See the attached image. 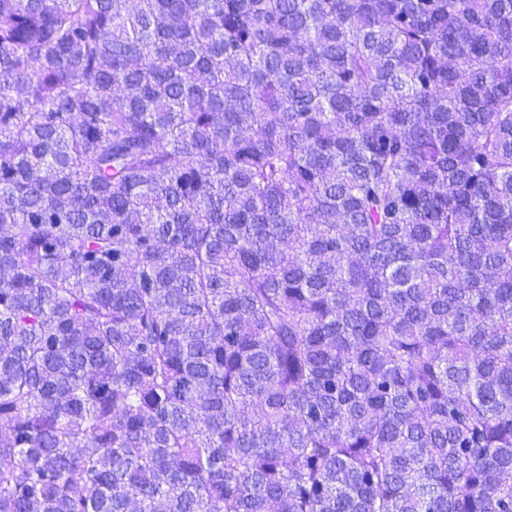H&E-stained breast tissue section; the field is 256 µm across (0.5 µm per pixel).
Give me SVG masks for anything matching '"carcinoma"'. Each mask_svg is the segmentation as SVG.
Wrapping results in <instances>:
<instances>
[{
	"label": "carcinoma",
	"instance_id": "1",
	"mask_svg": "<svg viewBox=\"0 0 512 512\" xmlns=\"http://www.w3.org/2000/svg\"><path fill=\"white\" fill-rule=\"evenodd\" d=\"M512 0H0V512H512Z\"/></svg>",
	"mask_w": 512,
	"mask_h": 512
}]
</instances>
